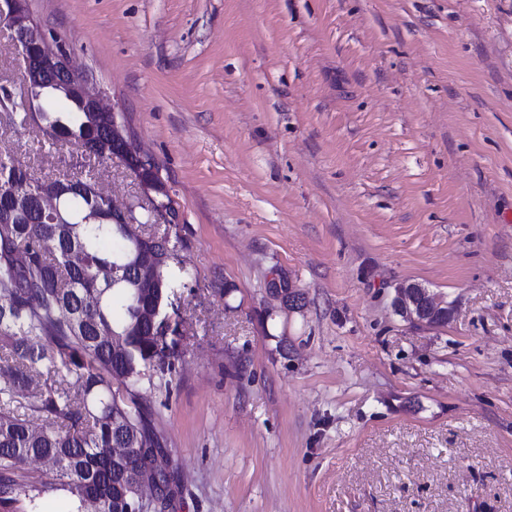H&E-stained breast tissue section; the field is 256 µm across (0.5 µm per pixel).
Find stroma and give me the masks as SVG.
Masks as SVG:
<instances>
[{"label": "stroma", "mask_w": 512, "mask_h": 512, "mask_svg": "<svg viewBox=\"0 0 512 512\" xmlns=\"http://www.w3.org/2000/svg\"><path fill=\"white\" fill-rule=\"evenodd\" d=\"M158 168L170 512H512V0H29ZM93 173L0 106V155ZM278 273L301 293L270 298ZM413 281L447 325L391 312Z\"/></svg>", "instance_id": "1"}]
</instances>
